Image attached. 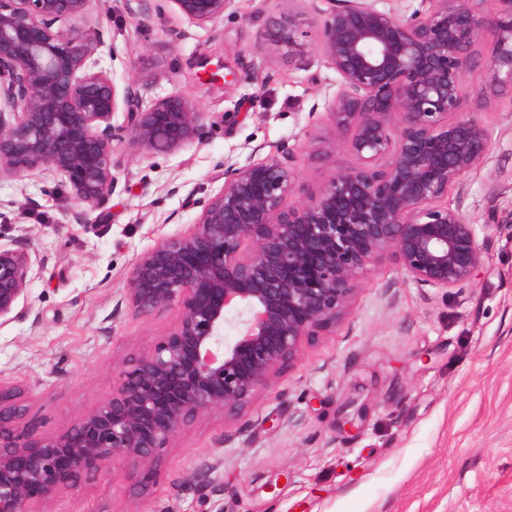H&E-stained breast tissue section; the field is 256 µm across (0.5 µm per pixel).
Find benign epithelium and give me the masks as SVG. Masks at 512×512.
Wrapping results in <instances>:
<instances>
[{
  "label": "benign epithelium",
  "mask_w": 512,
  "mask_h": 512,
  "mask_svg": "<svg viewBox=\"0 0 512 512\" xmlns=\"http://www.w3.org/2000/svg\"><path fill=\"white\" fill-rule=\"evenodd\" d=\"M95 0H0V178L47 172L84 206L112 198L113 156L129 143L167 153L209 133L205 112L180 93L145 108L130 80L118 87L100 67V24L75 29ZM205 26L229 0H172ZM333 0L319 13L318 50L338 77L329 100L335 139L357 164L336 171L313 199L287 203L296 173L275 150L224 169V185L201 208L191 232L160 239L132 263L124 300L137 314L178 306L182 316L155 347L120 367L112 394L66 431L16 433L22 391L0 380V512H35L85 472L127 459L151 467L184 427L213 411L233 419L304 344L351 309L360 270L395 255L406 279L448 292L472 283L486 255L478 231L450 196L481 169L487 129L467 111L465 75L472 46L494 40L475 92L483 99L512 86V0ZM288 45L301 33L283 17ZM123 109L126 118L114 125ZM29 253L0 245V320L26 294ZM238 318L228 340L229 314Z\"/></svg>",
  "instance_id": "benign-epithelium-1"
}]
</instances>
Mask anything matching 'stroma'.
<instances>
[{
	"label": "stroma",
	"mask_w": 512,
	"mask_h": 512,
	"mask_svg": "<svg viewBox=\"0 0 512 512\" xmlns=\"http://www.w3.org/2000/svg\"><path fill=\"white\" fill-rule=\"evenodd\" d=\"M326 6L231 0L199 26L173 0H95L88 21L112 30L102 65L114 82L138 79L147 105L182 94L210 133L164 154L119 148L112 198L93 223L75 220L78 204L51 175L0 179V243L35 261L22 312L0 324V378L24 391L19 434L66 431L178 323V307L136 314L123 293L139 255L193 229L200 210L187 197H213L225 167L261 145L291 149L303 201L354 165L344 145L317 150L337 90L312 38ZM287 14L303 33L292 47L276 38ZM470 109L492 149L459 204L494 226L472 286L420 288L384 257L360 272L351 314L305 344L242 417L204 415L160 450L152 477L126 461L41 512H512V88Z\"/></svg>",
	"instance_id": "obj_1"
}]
</instances>
